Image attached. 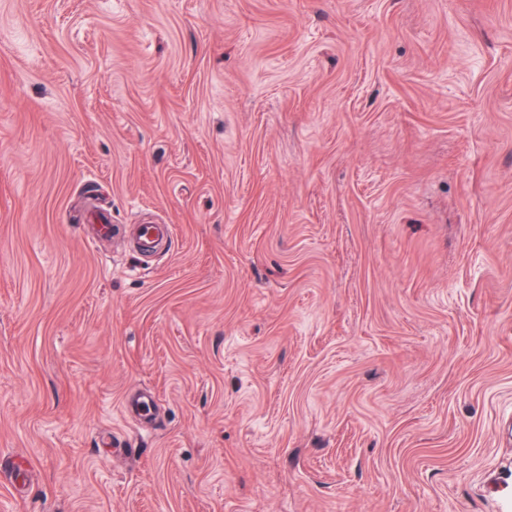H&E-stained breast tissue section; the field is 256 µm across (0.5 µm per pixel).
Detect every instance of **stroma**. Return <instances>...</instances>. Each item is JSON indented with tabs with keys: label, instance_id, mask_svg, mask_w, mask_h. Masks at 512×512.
<instances>
[{
	"label": "stroma",
	"instance_id": "obj_1",
	"mask_svg": "<svg viewBox=\"0 0 512 512\" xmlns=\"http://www.w3.org/2000/svg\"><path fill=\"white\" fill-rule=\"evenodd\" d=\"M0 454V512H512V0H0ZM88 223L95 224L94 234L98 239L114 237L121 228L119 225L112 224L109 210L99 205L91 209Z\"/></svg>",
	"mask_w": 512,
	"mask_h": 512
}]
</instances>
